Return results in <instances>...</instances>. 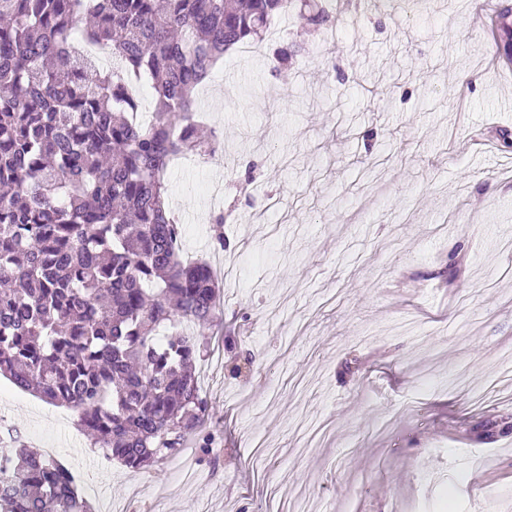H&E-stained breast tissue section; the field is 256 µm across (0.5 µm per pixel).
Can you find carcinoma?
Listing matches in <instances>:
<instances>
[{"label": "carcinoma", "instance_id": "1", "mask_svg": "<svg viewBox=\"0 0 512 512\" xmlns=\"http://www.w3.org/2000/svg\"><path fill=\"white\" fill-rule=\"evenodd\" d=\"M293 0H0V375L78 413L131 469L203 455L195 374L214 273L180 254L173 160L202 154L198 86ZM309 30L341 16L301 0ZM297 43L275 51L287 69ZM150 82L152 119L132 83ZM0 512H91L61 462L0 448Z\"/></svg>", "mask_w": 512, "mask_h": 512}]
</instances>
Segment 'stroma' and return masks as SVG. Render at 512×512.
<instances>
[{
    "instance_id": "1",
    "label": "stroma",
    "mask_w": 512,
    "mask_h": 512,
    "mask_svg": "<svg viewBox=\"0 0 512 512\" xmlns=\"http://www.w3.org/2000/svg\"><path fill=\"white\" fill-rule=\"evenodd\" d=\"M506 4L378 0L311 35L293 8L200 91L224 158L173 167L168 188L184 258L237 269L219 282L227 337L205 334L197 365L209 454L191 441L127 469L74 410L1 376L0 434L55 449L93 512H289L297 493L311 512H512V435L476 436L512 419V150L472 138L512 129Z\"/></svg>"
}]
</instances>
